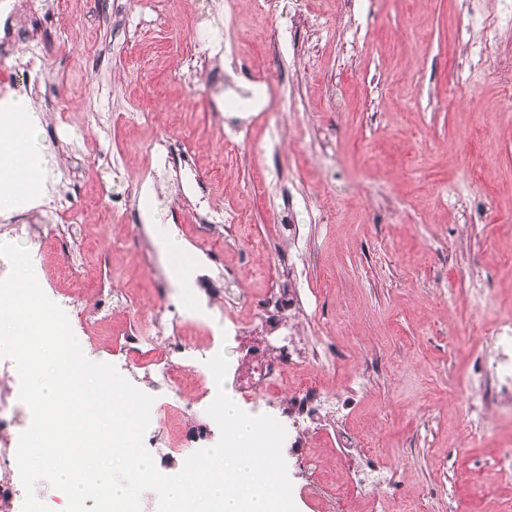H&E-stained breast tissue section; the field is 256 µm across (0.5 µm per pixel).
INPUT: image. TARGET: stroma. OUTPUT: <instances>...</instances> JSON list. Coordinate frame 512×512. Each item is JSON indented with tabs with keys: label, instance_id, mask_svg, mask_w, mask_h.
I'll list each match as a JSON object with an SVG mask.
<instances>
[{
	"label": "stroma",
	"instance_id": "1",
	"mask_svg": "<svg viewBox=\"0 0 512 512\" xmlns=\"http://www.w3.org/2000/svg\"><path fill=\"white\" fill-rule=\"evenodd\" d=\"M183 3L174 13L162 2L156 22L122 31L117 0H63L61 44L39 62L50 85L32 102L36 153L52 177L28 196L47 209L79 191L85 251L80 277L59 276L68 257L47 230L31 262L47 297L82 310L84 355L149 392L142 366L155 349L125 352L116 333L150 326L168 300L183 316L156 317L161 325L192 345L221 340L234 383L261 340L219 327L248 320L276 282L264 245L277 242L298 258L290 286L304 302L300 329L325 334L347 363L330 382L348 407L343 421L325 418L306 446L284 441L297 512H319L313 480L345 482L367 457L393 474L382 512L512 505V481L498 474L512 457V426L496 419L473 437L455 404L477 352L512 315V111L499 109L497 75L512 57V0H375L362 38L342 0H304L303 23L293 0H278L264 24L252 0H238L232 17L224 0ZM208 25L247 44L225 83L269 81L278 151L228 156L212 135L224 118L200 71ZM290 97L298 111H286ZM159 137L188 147L214 207L246 213L236 247L201 240L182 173L151 162ZM131 183L139 194L126 222L113 223L112 201ZM162 231L183 243V287ZM103 281L130 301L106 318L95 312ZM364 365L371 371L355 385ZM210 401L177 382L159 398L146 434L160 472H179L187 453L218 442ZM347 431L372 447H343Z\"/></svg>",
	"mask_w": 512,
	"mask_h": 512
}]
</instances>
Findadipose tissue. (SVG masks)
<instances>
[{"mask_svg": "<svg viewBox=\"0 0 512 512\" xmlns=\"http://www.w3.org/2000/svg\"><path fill=\"white\" fill-rule=\"evenodd\" d=\"M14 113L0 118V184L17 183L26 159L36 144L39 118L28 97L13 102Z\"/></svg>", "mask_w": 512, "mask_h": 512, "instance_id": "adipose-tissue-1", "label": "adipose tissue"}]
</instances>
